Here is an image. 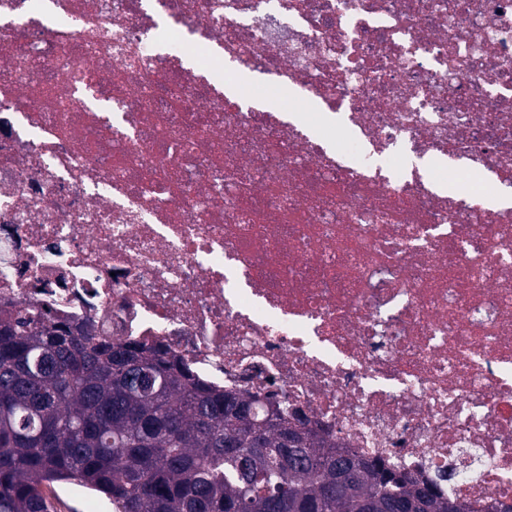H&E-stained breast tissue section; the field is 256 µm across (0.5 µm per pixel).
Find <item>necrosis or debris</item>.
<instances>
[{
	"label": "necrosis or debris",
	"mask_w": 512,
	"mask_h": 512,
	"mask_svg": "<svg viewBox=\"0 0 512 512\" xmlns=\"http://www.w3.org/2000/svg\"><path fill=\"white\" fill-rule=\"evenodd\" d=\"M227 58L301 97L244 104ZM502 185L512 0H0V312L159 350L469 512L512 504Z\"/></svg>",
	"instance_id": "necrosis-or-debris-1"
}]
</instances>
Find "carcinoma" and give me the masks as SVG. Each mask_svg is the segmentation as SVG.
Wrapping results in <instances>:
<instances>
[{"instance_id": "obj_1", "label": "carcinoma", "mask_w": 512, "mask_h": 512, "mask_svg": "<svg viewBox=\"0 0 512 512\" xmlns=\"http://www.w3.org/2000/svg\"><path fill=\"white\" fill-rule=\"evenodd\" d=\"M108 512H360L453 497L325 445L277 405L224 392L136 342L0 317V512H53L44 488Z\"/></svg>"}]
</instances>
